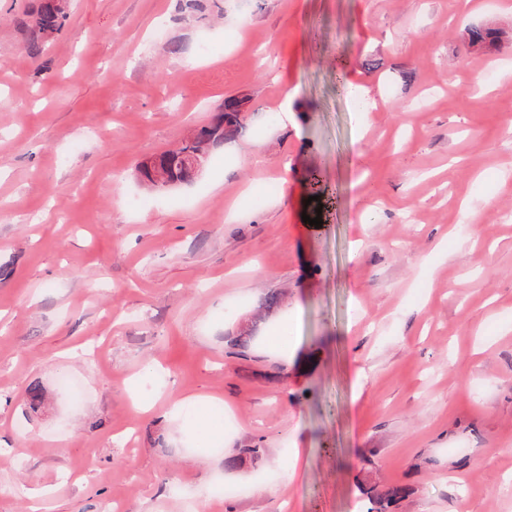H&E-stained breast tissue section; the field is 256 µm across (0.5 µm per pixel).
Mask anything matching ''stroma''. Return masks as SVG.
<instances>
[{
    "label": "stroma",
    "mask_w": 512,
    "mask_h": 512,
    "mask_svg": "<svg viewBox=\"0 0 512 512\" xmlns=\"http://www.w3.org/2000/svg\"><path fill=\"white\" fill-rule=\"evenodd\" d=\"M40 3L0 0V512H512V0H63L33 56ZM228 97L196 186L137 182ZM66 19L67 16L60 4L54 3L53 0H44L34 14L30 26L31 36L27 46L29 53L37 54L45 39L63 28Z\"/></svg>",
    "instance_id": "35a3bbf8"
}]
</instances>
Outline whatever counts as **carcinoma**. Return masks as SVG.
Here are the masks:
<instances>
[{"mask_svg": "<svg viewBox=\"0 0 512 512\" xmlns=\"http://www.w3.org/2000/svg\"><path fill=\"white\" fill-rule=\"evenodd\" d=\"M67 19L63 7L53 0H43L34 14L30 26L31 36L27 49L29 53H38L45 39L60 31ZM239 102L228 98L214 122L199 129V134L192 142H182L179 147L163 152L158 160L143 166V174L148 182L156 188H168L174 182L178 186L192 185L196 177L191 164L192 156L196 155L207 161L211 150L239 134L242 123L239 120ZM407 490L403 486L391 485L376 492L375 500L382 505H391L405 497Z\"/></svg>", "mask_w": 512, "mask_h": 512, "instance_id": "cac0c4a2", "label": "carcinoma"}]
</instances>
